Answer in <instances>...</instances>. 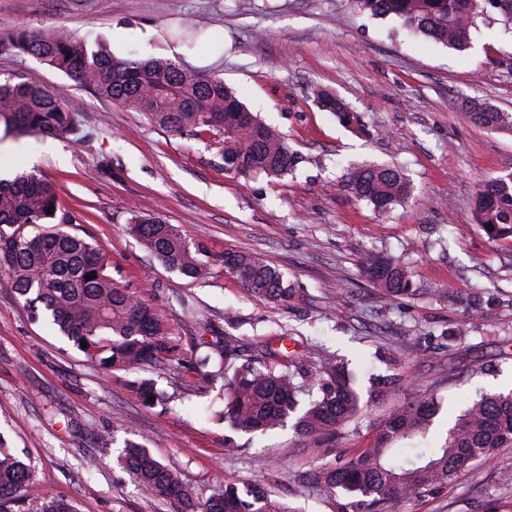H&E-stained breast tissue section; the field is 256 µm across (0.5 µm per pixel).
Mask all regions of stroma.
Returning a JSON list of instances; mask_svg holds the SVG:
<instances>
[{"instance_id":"1","label":"stroma","mask_w":512,"mask_h":512,"mask_svg":"<svg viewBox=\"0 0 512 512\" xmlns=\"http://www.w3.org/2000/svg\"><path fill=\"white\" fill-rule=\"evenodd\" d=\"M187 20L203 32L192 51L178 36ZM53 27L119 57H165L224 79L302 161L280 177L226 168L219 136L170 132L33 55L0 53L1 81L59 94L85 133L1 134L0 176L26 171L50 183L78 217L73 233L106 252L114 284L145 299L182 339L178 364L108 374L0 288V438L33 466L42 489L77 512H170L121 463L134 438L199 498L222 482L258 480L296 512H332L324 493L294 481L314 437L290 425L236 435L215 419L221 384L197 389L188 368L203 333L239 337L249 350L267 343L343 358L366 400L369 373L398 378L383 404L343 429L340 448L365 445L374 419L403 401L407 386L443 397L442 431L480 393L512 390V241L492 240L472 217L479 182L512 173V128L471 114L476 103L512 114V30L496 11L457 52L408 36L398 19L359 12L352 0H0V31ZM320 89L348 104L352 123L318 107ZM377 164L401 167L411 186L408 201L384 214L346 186L350 171ZM135 214L207 244L212 276L193 282L165 269L130 232ZM231 250L277 268L294 290L289 303L250 295L224 269ZM368 254L408 267L417 295L382 298L360 269ZM181 297L194 315L182 312ZM138 377L166 393L165 408L142 405L129 386ZM506 472L512 446L395 512H488L512 499V485L500 481Z\"/></svg>"}]
</instances>
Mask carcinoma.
<instances>
[{"mask_svg": "<svg viewBox=\"0 0 512 512\" xmlns=\"http://www.w3.org/2000/svg\"><path fill=\"white\" fill-rule=\"evenodd\" d=\"M363 13L395 17L411 35L465 50L477 19L497 10L512 26V0H354ZM0 52L31 54L93 90L106 101L151 114L161 126L187 137L231 131L224 139V164L245 172L286 174L301 156L263 123L224 81L164 58L135 60L113 55L104 43L90 44L69 30L0 32ZM320 107L350 123L347 104L322 91ZM474 118L487 126H511L512 115L476 104ZM17 135L78 136L81 116L64 100L29 81H0V124ZM352 194L379 212L404 201L410 186L396 166H367L348 173ZM53 213H48V209ZM474 218L494 240L512 239V176L479 186ZM77 215L60 207L53 187L33 174L0 180V284L24 300L32 318L43 317L108 371L165 366L179 360L181 337L171 334L153 307L106 273L103 249L69 231ZM493 230H488V225ZM130 230L165 268L195 281L211 274L210 251L187 240L172 224L135 215ZM368 279L387 298L413 296L408 270L390 258L368 254L361 262ZM224 269L256 298L286 304L293 295L275 267L244 251L224 253ZM95 274L90 279L88 275ZM87 347H82V344ZM209 352L190 364L196 385L224 380L222 417L243 434L265 432L294 420L316 437L314 460L296 480L334 499L336 512H393L405 500L440 492L478 462L512 445V390L485 393L459 414L446 435L432 440L443 399L411 392L382 416L367 446L336 447L338 431L363 415L367 405L346 364L320 357L285 358L268 347L245 350L236 336L202 342ZM148 408L166 404L150 379L132 382ZM123 467L145 496L173 504L179 512H294L256 482L245 490L221 483L201 504L180 472L163 464L143 444L129 440ZM20 503L23 512H76L74 505L38 490L34 470L0 448V512Z\"/></svg>", "mask_w": 512, "mask_h": 512, "instance_id": "1", "label": "carcinoma"}]
</instances>
